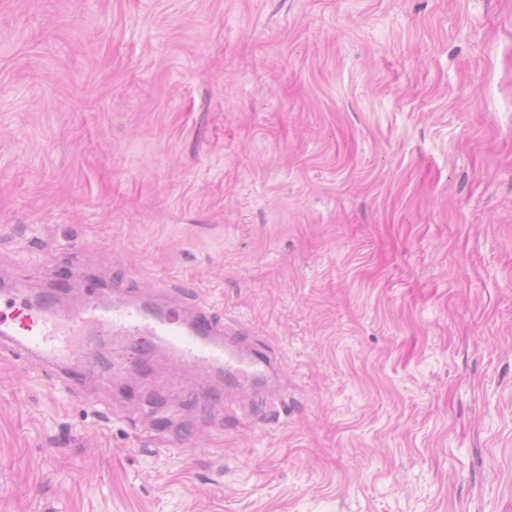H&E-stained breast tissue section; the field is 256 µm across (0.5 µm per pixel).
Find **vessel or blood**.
Returning a JSON list of instances; mask_svg holds the SVG:
<instances>
[{"mask_svg": "<svg viewBox=\"0 0 512 512\" xmlns=\"http://www.w3.org/2000/svg\"><path fill=\"white\" fill-rule=\"evenodd\" d=\"M89 322L130 335L150 332L169 337L180 362L216 367L238 380L260 378L269 364L261 350L244 354L226 346L224 323L207 304H196L187 319L176 309L156 318L138 298L119 307L110 306L105 291L95 287L89 290L87 307L76 314L5 298L0 303V347L24 348L60 361L72 351L76 336Z\"/></svg>", "mask_w": 512, "mask_h": 512, "instance_id": "b4317fda", "label": "vessel or blood"}]
</instances>
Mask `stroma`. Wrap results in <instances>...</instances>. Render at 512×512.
<instances>
[{
  "mask_svg": "<svg viewBox=\"0 0 512 512\" xmlns=\"http://www.w3.org/2000/svg\"><path fill=\"white\" fill-rule=\"evenodd\" d=\"M73 268L277 371L0 352V512H512V0H0V287Z\"/></svg>",
  "mask_w": 512,
  "mask_h": 512,
  "instance_id": "35a3bbf8",
  "label": "stroma"
}]
</instances>
